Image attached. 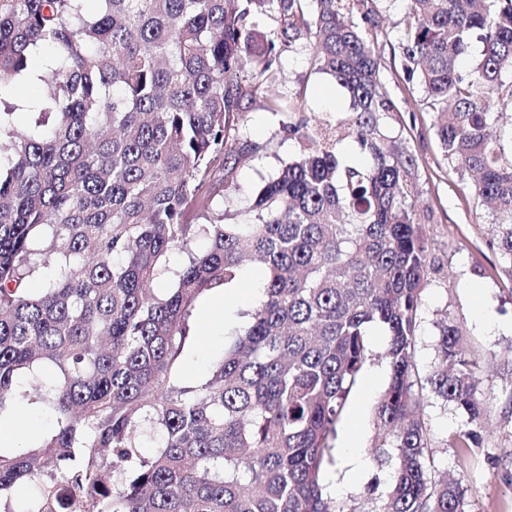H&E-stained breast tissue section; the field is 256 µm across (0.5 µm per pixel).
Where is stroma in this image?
<instances>
[{"mask_svg":"<svg viewBox=\"0 0 512 512\" xmlns=\"http://www.w3.org/2000/svg\"><path fill=\"white\" fill-rule=\"evenodd\" d=\"M378 25L375 45L396 109L382 113L380 128L394 137L414 159L417 219L428 241L430 268L422 297L421 323L415 350L420 378L430 374L441 320L456 322L467 353L479 363L477 391L487 402L480 441L471 454H462L454 438L466 428V418L452 404L425 396L422 404L434 469L437 475L463 478L468 491L464 512H512V264L489 245L495 234L491 210L478 200L468 180L448 163L436 136L433 112L423 103L418 86L402 77L398 50L406 30L403 0H371ZM311 48H284L282 68L263 96L247 104L237 138L248 153L236 165L234 189L216 196L224 221L250 219L256 189L300 152L298 142L283 132L282 116L264 107L265 99L282 94L297 97L310 120L347 111L345 91L331 76L312 66ZM262 269L244 267L240 294L229 302H213L211 294L198 301L194 332L181 357L179 374L197 385L210 375L224 349V327L240 313L253 310L263 298ZM388 382L383 362L364 369L333 442L335 463L324 475L325 494L349 512H376L393 477L394 466L378 464L376 448L384 440L373 408ZM12 432L15 447L48 432V408L19 399ZM356 442L369 468L360 479L350 473L346 446Z\"/></svg>","mask_w":512,"mask_h":512,"instance_id":"stroma-1","label":"stroma"}]
</instances>
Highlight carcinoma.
<instances>
[{"label": "carcinoma", "instance_id": "obj_1", "mask_svg": "<svg viewBox=\"0 0 512 512\" xmlns=\"http://www.w3.org/2000/svg\"><path fill=\"white\" fill-rule=\"evenodd\" d=\"M369 0H0V425L23 396L52 427L0 449L4 512H347L323 493L332 445L368 363L389 382L374 406L395 458L378 512H463L436 478L427 388L471 429L485 404L459 326L439 325L433 372L415 379L430 266L413 158L379 129L395 111L369 32ZM280 27L261 30L264 19ZM482 51L463 65L470 42ZM314 46L350 114L283 126L301 152L224 223L244 101L275 79L281 46ZM405 81L438 121L448 162L492 205L512 265V159L497 107L512 104V0H410ZM16 84L47 87L14 99ZM273 114L299 101L274 97ZM353 141L369 163L338 152ZM173 249L186 253L154 287ZM263 268L264 297L207 381L176 370L200 297ZM383 328L376 354L370 329ZM159 432L141 450L134 428Z\"/></svg>", "mask_w": 512, "mask_h": 512}]
</instances>
